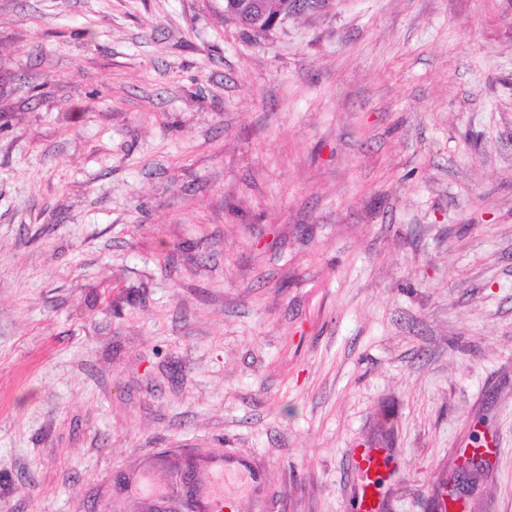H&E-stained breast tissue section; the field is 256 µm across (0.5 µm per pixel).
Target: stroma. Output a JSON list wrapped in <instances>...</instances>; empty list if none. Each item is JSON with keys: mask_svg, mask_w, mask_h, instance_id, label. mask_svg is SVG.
Wrapping results in <instances>:
<instances>
[{"mask_svg": "<svg viewBox=\"0 0 512 512\" xmlns=\"http://www.w3.org/2000/svg\"><path fill=\"white\" fill-rule=\"evenodd\" d=\"M512 512V0H0V512ZM236 13L230 18L237 26L251 28L253 20L258 22V16L263 8L267 21L280 16V20L287 18L294 9V0H240ZM260 1V3L258 2ZM393 465L391 458L382 450L365 448L354 458V468L360 478L357 512H379L378 488L382 474ZM372 490V497H367ZM371 499V503H368ZM210 468L213 474L215 488L213 491L201 493L197 499L198 512H222L224 502V459L214 457L210 460Z\"/></svg>", "mask_w": 512, "mask_h": 512, "instance_id": "obj_1", "label": "stroma"}]
</instances>
